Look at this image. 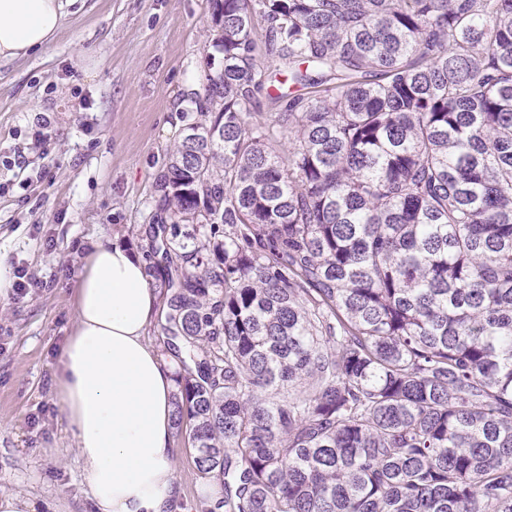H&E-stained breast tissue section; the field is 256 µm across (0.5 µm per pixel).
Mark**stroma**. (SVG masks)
<instances>
[{"label":"stroma","instance_id":"obj_1","mask_svg":"<svg viewBox=\"0 0 512 512\" xmlns=\"http://www.w3.org/2000/svg\"><path fill=\"white\" fill-rule=\"evenodd\" d=\"M209 0H76L45 49L0 62V493L93 512L52 392L71 289L93 240L139 248L156 175L212 54ZM185 504L205 480L174 442Z\"/></svg>","mask_w":512,"mask_h":512}]
</instances>
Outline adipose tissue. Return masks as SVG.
<instances>
[{
    "mask_svg": "<svg viewBox=\"0 0 512 512\" xmlns=\"http://www.w3.org/2000/svg\"><path fill=\"white\" fill-rule=\"evenodd\" d=\"M70 0H0V61L50 44ZM157 294L139 253L92 243L53 390L96 512H182L175 475L173 361L147 336Z\"/></svg>",
    "mask_w": 512,
    "mask_h": 512,
    "instance_id": "ef3b65f1",
    "label": "adipose tissue"
}]
</instances>
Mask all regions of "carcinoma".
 <instances>
[{"label":"carcinoma","mask_w":512,"mask_h":512,"mask_svg":"<svg viewBox=\"0 0 512 512\" xmlns=\"http://www.w3.org/2000/svg\"><path fill=\"white\" fill-rule=\"evenodd\" d=\"M210 4L140 245L196 508L512 512V0ZM260 47L261 51L259 60L261 62V66L268 69L266 74L268 76H266L264 88L256 94L254 112H277L280 105L277 99L279 95L288 94L290 92H293V94L305 93L308 89L301 86H291L289 89L290 85L288 82L280 84L277 80L282 78L279 77V75L276 78L274 77V74L276 73L275 66L277 64L275 58L271 55L265 54L263 43L260 44Z\"/></svg>","instance_id":"obj_1"}]
</instances>
